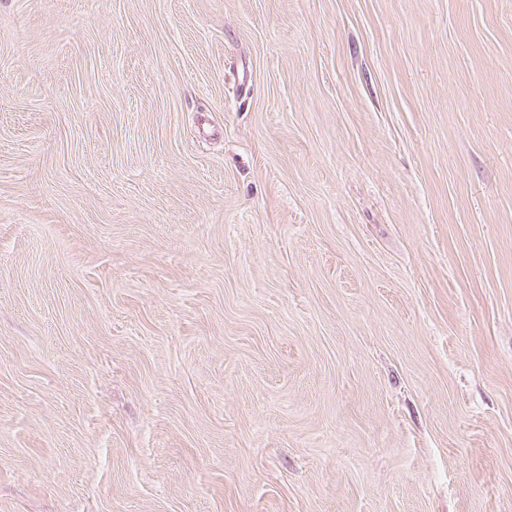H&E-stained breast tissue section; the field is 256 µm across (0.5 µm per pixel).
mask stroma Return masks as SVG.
<instances>
[{
    "mask_svg": "<svg viewBox=\"0 0 512 512\" xmlns=\"http://www.w3.org/2000/svg\"><path fill=\"white\" fill-rule=\"evenodd\" d=\"M0 512H512V0H0Z\"/></svg>",
    "mask_w": 512,
    "mask_h": 512,
    "instance_id": "obj_1",
    "label": "stroma"
}]
</instances>
